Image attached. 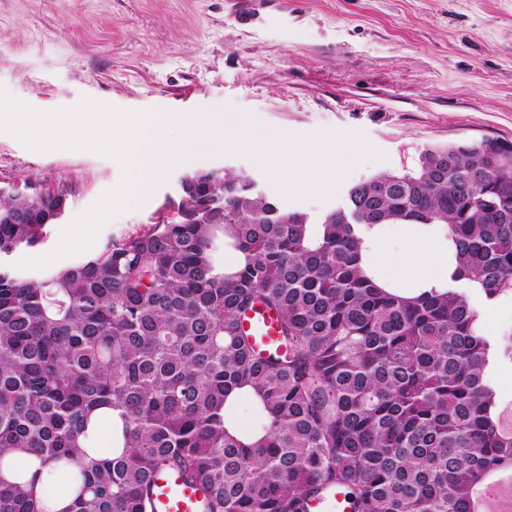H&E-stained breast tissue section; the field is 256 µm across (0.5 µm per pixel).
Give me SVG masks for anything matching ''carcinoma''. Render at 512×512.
Returning <instances> with one entry per match:
<instances>
[{
  "label": "carcinoma",
  "mask_w": 512,
  "mask_h": 512,
  "mask_svg": "<svg viewBox=\"0 0 512 512\" xmlns=\"http://www.w3.org/2000/svg\"><path fill=\"white\" fill-rule=\"evenodd\" d=\"M182 192L90 259L37 278L0 267V512H47L41 472L12 473L21 456L67 468L63 512H147L166 471L203 512H480V489L512 473L491 379L512 332L489 336L454 284L512 295V143L429 146L318 217L243 172L193 171ZM66 205L1 198L0 260ZM384 224L442 228L447 278L412 295L366 268ZM258 311L274 349L246 327ZM246 326L254 332L261 347H269L275 343L276 324L268 312L259 311L252 314Z\"/></svg>",
  "instance_id": "1"
}]
</instances>
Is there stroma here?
<instances>
[{
    "instance_id": "35a3bbf8",
    "label": "stroma",
    "mask_w": 512,
    "mask_h": 512,
    "mask_svg": "<svg viewBox=\"0 0 512 512\" xmlns=\"http://www.w3.org/2000/svg\"><path fill=\"white\" fill-rule=\"evenodd\" d=\"M252 12L242 19L241 0H0V85L36 109L85 97L156 116L227 107L356 156L329 188L292 195L251 152L187 156L134 192L94 250L169 217L193 170L247 172L283 209L320 215L354 184L414 168L426 146L512 143V0H253ZM120 178L114 159L0 133V187L67 195L60 223L18 257L50 252Z\"/></svg>"
}]
</instances>
